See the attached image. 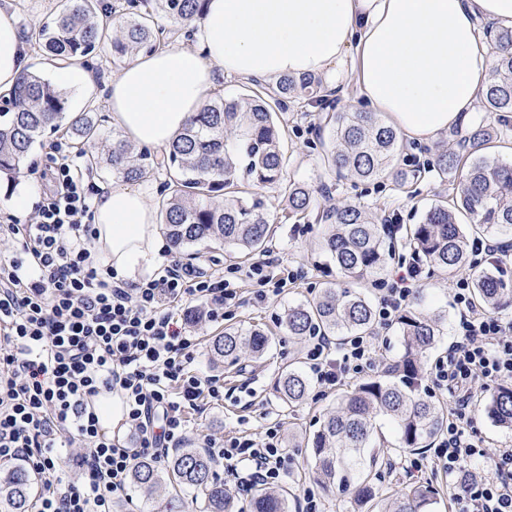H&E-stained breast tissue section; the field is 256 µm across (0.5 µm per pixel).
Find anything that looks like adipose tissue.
<instances>
[{"instance_id": "adipose-tissue-1", "label": "adipose tissue", "mask_w": 512, "mask_h": 512, "mask_svg": "<svg viewBox=\"0 0 512 512\" xmlns=\"http://www.w3.org/2000/svg\"><path fill=\"white\" fill-rule=\"evenodd\" d=\"M512 27V0H208L198 45L141 54L113 75V125L164 150L226 76L311 74L334 88L351 71L365 103L404 137L433 141L472 112L491 79L480 24ZM28 61L10 0H0V93ZM96 250L118 275L163 248L142 187L113 186L94 205Z\"/></svg>"}]
</instances>
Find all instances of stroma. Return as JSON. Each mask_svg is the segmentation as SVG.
<instances>
[{"label":"stroma","mask_w":512,"mask_h":512,"mask_svg":"<svg viewBox=\"0 0 512 512\" xmlns=\"http://www.w3.org/2000/svg\"><path fill=\"white\" fill-rule=\"evenodd\" d=\"M84 70L94 74L96 90L87 93L78 85L67 86L68 109L81 112L96 108L104 130H112V118L106 105L105 91L116 69L103 56H90L80 62ZM365 106L359 96L358 86L352 75H345L338 89L333 90L329 109L317 105L288 104L283 114L288 123V164L282 183L263 188L268 217L274 232L266 244L267 251L281 256L285 264L305 270L306 275L294 288L280 297L262 303L244 302L236 309L227 324L199 322L196 334L204 346L193 364L203 376H215L224 384V398L211 403L206 410L188 409L184 412L186 429L184 439L194 447L203 448L212 440L242 437L259 439L264 428L280 425L283 435H296L297 440L288 444V478L291 503H298L306 489L311 488L310 462L303 439L315 431L324 415L337 404V392L319 394L310 391L305 402L297 406L285 404L277 391V380L288 366H303L304 341L289 336L281 326V318L288 306L318 297L326 283L339 281L334 265L323 256L319 243L329 229L321 216L329 209L346 202L358 203L368 209L378 222L398 225L396 235L387 241L394 250L390 267L411 260L414 252L408 233L420 223L424 213L432 206L452 197V184L441 179L431 163L439 149L452 148L456 141L454 132H445L429 145L405 141L395 160L398 168L414 165L405 187H397L389 174H381L373 181L337 178L334 170L325 164L322 141L329 130L325 125L327 111L361 112ZM311 185V208L307 215L287 217L285 197L290 183ZM453 278L445 271L423 266L422 281L410 305L423 313L436 315L441 320V333L432 354L424 358V365H431L442 356L453 338L456 313L449 297ZM243 329L261 328L271 336L272 344L257 360L243 361L242 365L215 366L205 349L212 336L221 333L225 326ZM475 427L486 450L493 451L512 445V430L498 426L486 413L485 404L491 393L482 386H475ZM377 433L381 438L380 457L384 464L378 486L380 494L413 483H428L439 492L435 512H458L453 496L454 480L440 469L424 464L421 470H409L411 454L398 450V437L386 416L376 419Z\"/></svg>","instance_id":"35a3bbf8"}]
</instances>
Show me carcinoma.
<instances>
[{
	"label": "carcinoma",
	"instance_id": "obj_1",
	"mask_svg": "<svg viewBox=\"0 0 512 512\" xmlns=\"http://www.w3.org/2000/svg\"><path fill=\"white\" fill-rule=\"evenodd\" d=\"M207 0H127L119 25L115 11L100 0H64L49 22L30 26V46L65 64L91 54L109 57L119 67L142 52L167 44L183 29L201 20ZM162 17L171 23L158 24ZM495 59L491 80L483 93L484 107L512 113V27L486 30ZM329 91L309 74L285 75L268 84L255 82L250 93L235 98L217 95L194 113L183 131L158 159L137 148L116 129L102 132L96 112L66 111L61 90L33 72H24L13 91L1 99L0 176L21 171L32 149L50 135L70 136L88 157L90 166L126 182L141 181L162 171L169 193L159 201L161 225L173 249L225 246L238 253L261 250L273 228L266 203L256 187L282 179L287 157V123L280 111L286 102L322 104ZM333 147L326 155L338 175L371 180L393 167L403 136L378 112L333 113L327 116ZM502 133L484 124L464 129L459 144L470 163L461 173L453 208L431 206L414 225L410 245L418 257L448 273L469 264L468 239L456 213L469 215L480 231L512 234V162L487 154ZM459 155L437 153L433 168L442 176L459 169ZM312 191L300 183L288 186V213L304 215ZM331 229L323 251L336 269L354 282L381 276L390 258L383 226L361 205L345 203L325 215ZM475 298L494 310L512 296V284L502 274L475 279ZM403 352L375 377L340 397L336 410L324 416L310 442L313 479L325 493H349L359 503L376 499L378 451L375 419L389 417L399 436V451H425L448 420V409L421 392L422 360L440 336L439 319L409 311L397 321ZM283 328L290 336L320 330L342 340L370 334L374 310L358 290L327 285L313 302L288 307ZM269 338L261 330L228 326L209 345L216 363L235 366L243 355L261 356ZM310 382L298 369L283 372L278 382L284 403L305 401ZM489 416L512 429V386H502L486 404ZM131 482L144 495L164 504L165 512H243L227 492L214 458L204 448H180L159 468L155 461L136 462ZM38 478L24 465L0 472V512H31ZM438 490L429 484H408L394 492L381 512H429ZM248 512H289L288 489L255 488Z\"/></svg>",
	"mask_w": 512,
	"mask_h": 512
}]
</instances>
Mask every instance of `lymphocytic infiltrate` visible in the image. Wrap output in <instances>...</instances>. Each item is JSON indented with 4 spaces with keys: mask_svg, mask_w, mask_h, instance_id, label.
Wrapping results in <instances>:
<instances>
[{
    "mask_svg": "<svg viewBox=\"0 0 512 512\" xmlns=\"http://www.w3.org/2000/svg\"><path fill=\"white\" fill-rule=\"evenodd\" d=\"M51 153V187L30 220L0 212V237L13 243L0 252V462L20 460L43 476L46 491L32 512H113L136 460L180 444L185 408L202 410L224 396L219 379L192 368L199 338L184 306L219 322L244 301L240 279L261 302L283 294L302 273L267 252L246 271L233 268L225 276L169 260L128 282L94 253L91 171L65 142H53ZM421 277L413 261L382 280L376 329L394 323ZM473 288L472 271L457 275V337L429 369L432 387L448 395V423L430 460L454 478L461 512H512V448L485 457L472 426L471 393L477 381L491 389L512 380V320L477 306ZM377 356L375 336L338 343L316 332L307 340L305 365L324 393L374 367ZM111 391L125 406L123 438L103 431L92 405ZM63 432L85 446L77 482L59 464ZM209 447L241 490L288 478L279 427L266 428L259 442L233 437ZM480 458L488 476L469 469Z\"/></svg>",
    "mask_w": 512,
    "mask_h": 512,
    "instance_id": "1",
    "label": "lymphocytic infiltrate"
}]
</instances>
